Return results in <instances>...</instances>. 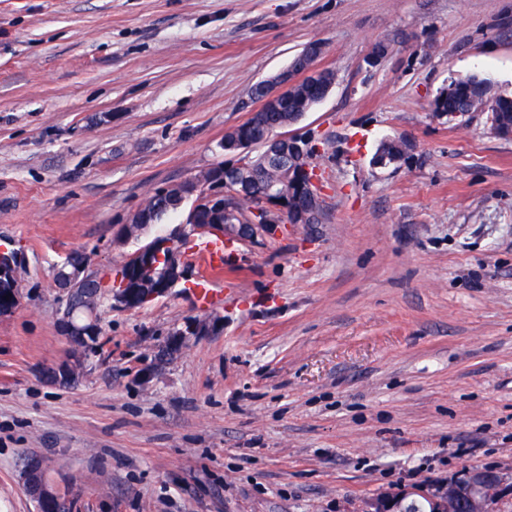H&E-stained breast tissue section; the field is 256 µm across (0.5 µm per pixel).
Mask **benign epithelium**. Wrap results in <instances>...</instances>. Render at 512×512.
Wrapping results in <instances>:
<instances>
[{
  "label": "benign epithelium",
  "instance_id": "obj_1",
  "mask_svg": "<svg viewBox=\"0 0 512 512\" xmlns=\"http://www.w3.org/2000/svg\"><path fill=\"white\" fill-rule=\"evenodd\" d=\"M323 46L309 44L304 54L311 63L299 72L286 70L260 82L263 89L261 108L276 110L288 101V93L292 87L302 81L318 82L322 69L317 60L322 55ZM300 184L307 189L314 199L320 198L318 176L311 174V166L304 165L297 170L282 173L279 181L272 183L274 190L272 199L263 200L260 205L252 207L257 219L249 224H208L207 230L218 237H229L236 240H250L258 236L274 238L286 230L308 223L309 215L292 210L286 206L285 195L289 187ZM185 235L174 232L167 236L154 239L149 251H139L133 257L134 265H139L143 256L154 259L151 270L162 266L165 268V281L155 288H130L123 283L122 288L112 293L117 305L125 308L141 307L166 294L175 286L183 275L181 262L182 246ZM67 264L70 273L63 281L65 296L81 291L89 280L88 262L81 256H72ZM22 265L21 257L15 253L0 254V276L17 277ZM82 346H75L69 359L61 362L49 373V378L60 385H69L78 378L82 367L79 352ZM46 466L43 460L32 458L27 460L22 469V479L30 495L43 505L68 506L59 492L45 481ZM512 496V477L508 478L498 468L489 465H476L467 468L462 476L446 484L441 491L431 492L423 485H416L396 494L378 496L374 503V512H403V502L408 499L424 498L434 505V512H493L494 505Z\"/></svg>",
  "mask_w": 512,
  "mask_h": 512
}]
</instances>
